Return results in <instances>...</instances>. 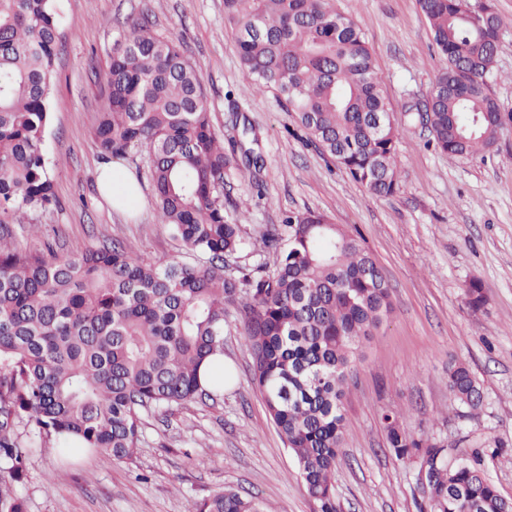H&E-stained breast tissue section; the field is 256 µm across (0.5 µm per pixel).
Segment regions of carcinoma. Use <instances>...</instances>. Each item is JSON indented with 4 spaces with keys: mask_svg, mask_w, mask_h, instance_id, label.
<instances>
[{
    "mask_svg": "<svg viewBox=\"0 0 512 512\" xmlns=\"http://www.w3.org/2000/svg\"><path fill=\"white\" fill-rule=\"evenodd\" d=\"M463 5L419 0L446 67L425 104L406 111L429 129L435 150L469 158L506 129L490 91L503 20L489 0L478 17ZM224 14L253 91H277L305 141L354 182L379 197L397 194L398 130L361 29L329 0H224ZM61 48L53 0H0V224H30L29 214L54 201L43 138ZM106 100L95 131L102 153L132 160L150 147L158 223L197 262H148L116 238L80 253H32L0 233V512H24L13 484L25 478L36 441L131 461L142 411L216 399L224 378L205 384L200 369L224 356L231 307L255 388L315 512H338L346 372L393 309L381 269L358 233L308 209L261 232V249L278 255L274 270H227L246 247L238 216L226 209L227 188L264 158L246 146L251 128L240 118L214 126L200 70L148 19L118 40ZM464 295L473 308L486 302L477 283ZM448 387L460 406L482 408L467 364L448 365ZM381 423L395 455L419 465L424 512H512V499L483 469L501 444L452 461L447 446L406 432L393 412ZM195 512L267 509L224 489Z\"/></svg>",
    "mask_w": 512,
    "mask_h": 512,
    "instance_id": "carcinoma-1",
    "label": "carcinoma"
}]
</instances>
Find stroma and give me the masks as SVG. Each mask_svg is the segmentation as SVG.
I'll return each instance as SVG.
<instances>
[{
    "instance_id": "stroma-1",
    "label": "stroma",
    "mask_w": 512,
    "mask_h": 512,
    "mask_svg": "<svg viewBox=\"0 0 512 512\" xmlns=\"http://www.w3.org/2000/svg\"><path fill=\"white\" fill-rule=\"evenodd\" d=\"M502 17L491 92L512 113V0H494ZM63 36L44 145L53 160L55 200L33 213L39 231L11 225L23 251L55 240L76 253L106 238L132 242L148 261L188 260L169 226L158 223L148 152L127 170L141 203L112 210L100 192L102 161L94 131L105 104V75L130 20L148 15L153 32L178 42L203 77L215 126L230 101L258 140L264 166L256 181L234 185L227 210L256 237L288 211L314 210L357 231L382 268L393 310L365 341L347 375L345 441L334 475L339 512H419L418 465L396 457L379 416L402 415L405 430L447 445L450 456L494 442L505 456L486 458L498 491L512 498V124L473 158L429 147L428 130L404 107L425 101L444 61L418 0H332L362 31L399 130L401 190L383 198L356 184L319 149L294 137L296 116L276 92L254 96L244 78L224 0H55ZM480 282L487 301L470 308L464 291ZM224 356L237 374L216 400L141 414L134 462L106 452L62 459L34 444L17 488L25 512H194L202 498L232 488L272 512H314L295 464L270 420L251 371L237 313H230ZM467 363L483 391L477 416L448 389V366Z\"/></svg>"
}]
</instances>
